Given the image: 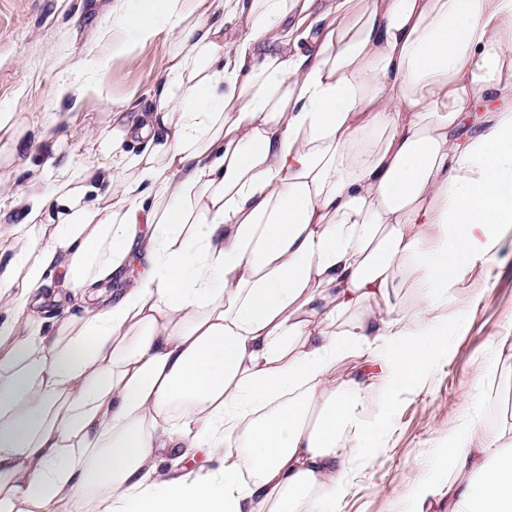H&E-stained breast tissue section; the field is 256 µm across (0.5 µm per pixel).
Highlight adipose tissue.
Wrapping results in <instances>:
<instances>
[{
	"label": "adipose tissue",
	"instance_id": "ef3b65f1",
	"mask_svg": "<svg viewBox=\"0 0 512 512\" xmlns=\"http://www.w3.org/2000/svg\"><path fill=\"white\" fill-rule=\"evenodd\" d=\"M171 4L167 72L98 163L0 182L49 236L0 275V512H336L381 432L345 362L386 346L384 391L413 385L512 224V0ZM283 30L308 50L259 52ZM57 273L83 311L46 335ZM453 470L448 512H512V418ZM44 288L48 289L45 291L44 304L42 307L43 312L41 313V316L46 320L43 332L49 333L53 328L52 324L54 319L61 315L59 304L55 301V295L56 292L59 291V288L62 287L60 281L54 279L50 285H47Z\"/></svg>",
	"mask_w": 512,
	"mask_h": 512
}]
</instances>
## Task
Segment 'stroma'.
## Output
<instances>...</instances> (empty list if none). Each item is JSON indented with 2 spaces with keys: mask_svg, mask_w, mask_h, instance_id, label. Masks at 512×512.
I'll return each mask as SVG.
<instances>
[{
  "mask_svg": "<svg viewBox=\"0 0 512 512\" xmlns=\"http://www.w3.org/2000/svg\"><path fill=\"white\" fill-rule=\"evenodd\" d=\"M110 0H0V113L23 121L29 148L0 165V181L16 189L52 181L45 166L95 160L89 134L106 119L105 101L147 102L161 80L169 52L166 28L139 39L107 26ZM84 60L83 102L59 116L53 143L41 138L43 117L54 107V89ZM34 240L19 228L8 200L0 201V272ZM448 307L436 314L447 339L422 369L414 386L391 394L381 388L367 351L346 370L358 379L357 415L382 421L380 448L351 475L336 512H445L451 459L464 418L493 431L512 410V380L495 392L476 394L478 370L492 359L497 340L512 336V226L502 230L493 258L474 257L459 273Z\"/></svg>",
  "mask_w": 512,
  "mask_h": 512,
  "instance_id": "35a3bbf8",
  "label": "stroma"
}]
</instances>
